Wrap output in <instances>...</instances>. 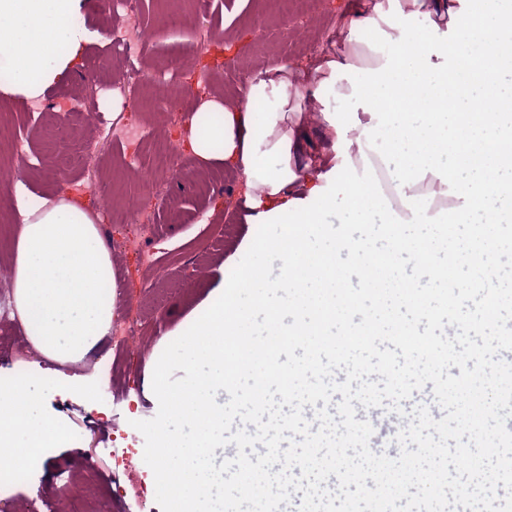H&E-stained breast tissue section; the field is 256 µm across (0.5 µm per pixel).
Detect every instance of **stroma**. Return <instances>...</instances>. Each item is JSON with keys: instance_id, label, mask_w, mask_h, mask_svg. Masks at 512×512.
Masks as SVG:
<instances>
[{"instance_id": "35a3bbf8", "label": "stroma", "mask_w": 512, "mask_h": 512, "mask_svg": "<svg viewBox=\"0 0 512 512\" xmlns=\"http://www.w3.org/2000/svg\"><path fill=\"white\" fill-rule=\"evenodd\" d=\"M373 0H332L291 19L272 0H209L205 14L192 0H140L147 40L126 59L115 56L118 28L98 0H82L90 37L82 65L38 98L30 111L21 97L0 96V168L34 193H71L92 178L99 194L85 204L98 216L104 241L140 234L138 249H112L117 281L116 324L138 328L123 351L105 348L71 366L96 384L94 391L35 383L39 414L78 438L70 448H48L25 482L0 488L7 512H169L155 479L164 460L157 428L173 429L152 393L154 347L222 281L220 266L248 233L241 177L210 166L211 183L199 193L185 170L197 162L181 153L165 180L145 183L118 165L125 148L119 129H139L140 161L150 164L165 135H179L202 95L238 104L244 81L266 66L304 67L318 60L327 40L345 44L342 14L367 11ZM178 23H170L171 13ZM95 84H88V76ZM151 198L148 214L120 223L131 197ZM79 479V491L64 484Z\"/></svg>"}]
</instances>
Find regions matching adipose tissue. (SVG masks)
<instances>
[{
    "label": "adipose tissue",
    "mask_w": 512,
    "mask_h": 512,
    "mask_svg": "<svg viewBox=\"0 0 512 512\" xmlns=\"http://www.w3.org/2000/svg\"><path fill=\"white\" fill-rule=\"evenodd\" d=\"M81 0H0V91L28 99L77 70L89 39ZM438 15L425 31L414 20ZM347 25L357 48L321 58L312 71L288 64L265 68L240 89V103L219 97L201 103L189 124L188 144L201 163L230 165L246 187L250 232L223 267V280L156 346L154 392L167 400L168 372L189 386V398L170 402L169 416L192 421L188 434L160 430L159 445L180 451L212 447L224 439V411L211 408L210 390L224 382L227 329L224 302L240 289L316 299L325 262L345 254L366 260L353 239L362 231L385 250L390 230L428 228L455 219L463 236L484 224L500 235L512 224V54L482 43L479 32L512 35V0H401L381 5ZM317 82L309 108L291 88ZM320 113L333 137L331 153L301 160L307 120ZM344 200L350 230L327 232L324 217ZM21 224L11 255L14 307L24 335L43 358L58 363L53 381L68 383L65 365L104 345L116 315L110 251L80 198L17 194ZM274 234H267L268 226ZM300 282L281 273L258 279L263 254L290 253ZM34 376L16 365L0 379V448L14 458L12 478L24 481L40 449L68 448L73 435L41 417L31 395ZM164 487L182 488L172 512H193L207 493L192 472L160 470Z\"/></svg>",
    "instance_id": "adipose-tissue-1"
}]
</instances>
